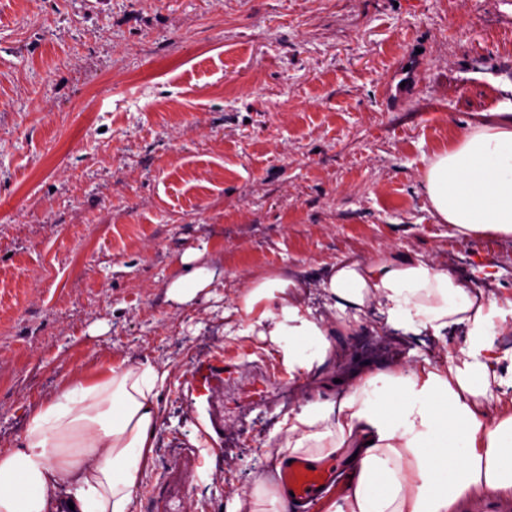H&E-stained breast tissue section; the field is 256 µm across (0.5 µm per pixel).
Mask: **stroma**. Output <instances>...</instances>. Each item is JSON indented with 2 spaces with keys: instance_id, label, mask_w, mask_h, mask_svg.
Instances as JSON below:
<instances>
[{
  "instance_id": "1",
  "label": "stroma",
  "mask_w": 512,
  "mask_h": 512,
  "mask_svg": "<svg viewBox=\"0 0 512 512\" xmlns=\"http://www.w3.org/2000/svg\"><path fill=\"white\" fill-rule=\"evenodd\" d=\"M512 113V0H0V449L104 360L170 375L138 512L188 466L193 512L272 476L297 404L267 340L224 318L247 279L389 250L512 307V240L460 236L422 176ZM202 251L212 295H166ZM338 336L347 366L456 355L461 328Z\"/></svg>"
}]
</instances>
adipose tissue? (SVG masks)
Here are the masks:
<instances>
[{
	"mask_svg": "<svg viewBox=\"0 0 512 512\" xmlns=\"http://www.w3.org/2000/svg\"><path fill=\"white\" fill-rule=\"evenodd\" d=\"M423 189L441 222L464 237L512 238V123L472 127L436 153ZM167 286L187 303L216 271L181 259ZM318 287L325 313L306 304ZM375 310L395 330L446 335L463 327L459 356L415 366L362 365L339 381L309 385L281 422L289 457H338L347 492L326 512H456L465 502L512 495V362L494 338L503 328L494 295L469 288L420 255L342 257L317 284L302 277L250 279L239 312L301 380L336 355V326ZM33 408L16 447L0 452V512H138L161 427L168 370L150 361H104Z\"/></svg>",
	"mask_w": 512,
	"mask_h": 512,
	"instance_id": "1",
	"label": "adipose tissue"
}]
</instances>
